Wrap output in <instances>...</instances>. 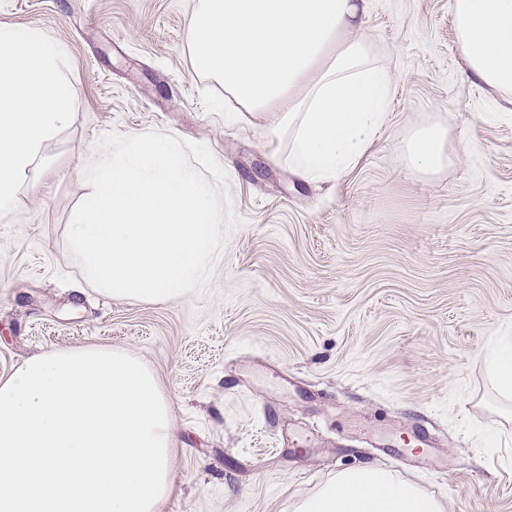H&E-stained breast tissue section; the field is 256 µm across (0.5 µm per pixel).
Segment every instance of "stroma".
<instances>
[{
  "instance_id": "obj_1",
  "label": "stroma",
  "mask_w": 512,
  "mask_h": 512,
  "mask_svg": "<svg viewBox=\"0 0 512 512\" xmlns=\"http://www.w3.org/2000/svg\"><path fill=\"white\" fill-rule=\"evenodd\" d=\"M198 0H0V24L63 41L70 125L0 214V376L51 347L120 346L174 413L162 512H290L337 471L373 463L446 512H512V419L483 363L512 335V107L467 70L448 0H367L362 32L392 94L360 163L307 181L266 121L228 124L224 89L188 50ZM450 162L409 169L416 128ZM146 128L206 143L229 176L234 231L211 291L117 301L67 254L99 135ZM404 160L415 171L432 174L448 165L447 132L437 126L417 129L405 144Z\"/></svg>"
}]
</instances>
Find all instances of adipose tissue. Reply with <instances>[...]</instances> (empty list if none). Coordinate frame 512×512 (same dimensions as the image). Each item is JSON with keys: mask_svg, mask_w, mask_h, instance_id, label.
I'll return each mask as SVG.
<instances>
[{"mask_svg": "<svg viewBox=\"0 0 512 512\" xmlns=\"http://www.w3.org/2000/svg\"><path fill=\"white\" fill-rule=\"evenodd\" d=\"M367 0H199L189 23L195 72L224 88L228 121L269 112L270 141H287L288 163L309 179L353 168L378 136L391 79L377 67L361 26ZM461 56L472 74L512 99V0H449ZM66 50L43 29L0 25V212L10 211L28 171L72 118ZM404 160L432 174L448 164L446 131L417 129ZM497 391L512 400V336L485 356ZM292 512H444L398 474L367 464L342 470Z\"/></svg>", "mask_w": 512, "mask_h": 512, "instance_id": "ef3b65f1", "label": "adipose tissue"}]
</instances>
